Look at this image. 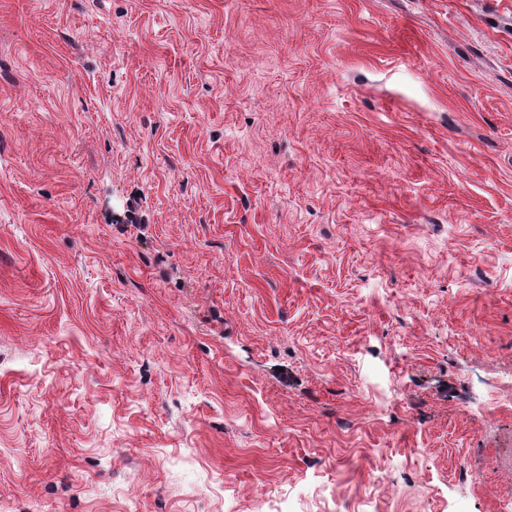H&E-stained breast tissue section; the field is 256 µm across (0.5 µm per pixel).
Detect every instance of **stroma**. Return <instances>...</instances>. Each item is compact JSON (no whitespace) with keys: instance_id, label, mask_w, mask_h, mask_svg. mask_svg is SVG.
<instances>
[{"instance_id":"obj_1","label":"stroma","mask_w":512,"mask_h":512,"mask_svg":"<svg viewBox=\"0 0 512 512\" xmlns=\"http://www.w3.org/2000/svg\"><path fill=\"white\" fill-rule=\"evenodd\" d=\"M512 0H0V512H512Z\"/></svg>"}]
</instances>
